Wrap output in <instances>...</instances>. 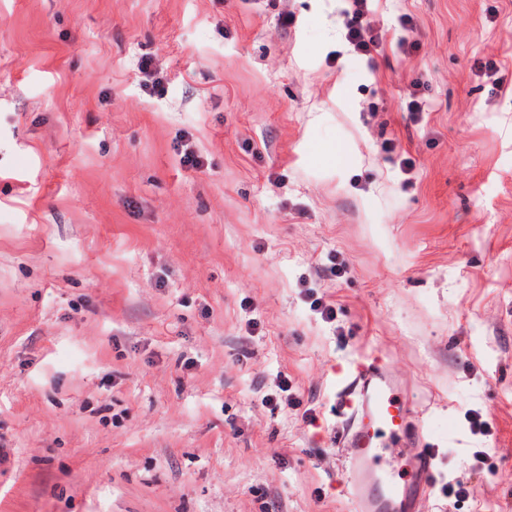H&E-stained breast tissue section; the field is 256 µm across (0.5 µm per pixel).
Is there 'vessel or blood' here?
<instances>
[{
    "label": "vessel or blood",
    "instance_id": "vessel-or-blood-1",
    "mask_svg": "<svg viewBox=\"0 0 512 512\" xmlns=\"http://www.w3.org/2000/svg\"><path fill=\"white\" fill-rule=\"evenodd\" d=\"M341 400L352 418L339 442L346 450L345 489L355 512H422L435 486L437 451L422 439L415 410L390 372L375 359L358 364ZM388 436L413 448L400 479L385 464Z\"/></svg>",
    "mask_w": 512,
    "mask_h": 512
}]
</instances>
